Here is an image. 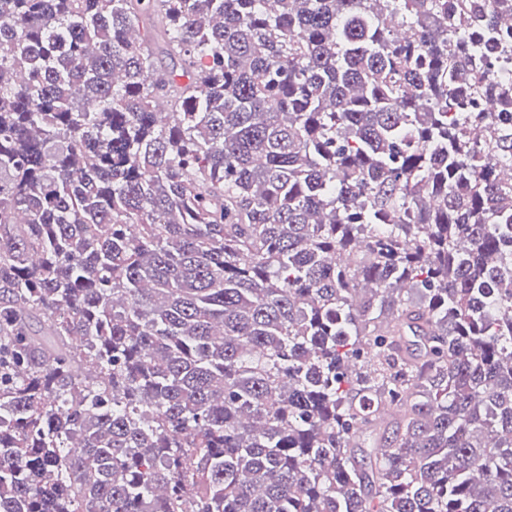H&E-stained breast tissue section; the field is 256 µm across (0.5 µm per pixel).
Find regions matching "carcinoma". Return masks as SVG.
I'll return each mask as SVG.
<instances>
[{
  "label": "carcinoma",
  "instance_id": "obj_1",
  "mask_svg": "<svg viewBox=\"0 0 512 512\" xmlns=\"http://www.w3.org/2000/svg\"><path fill=\"white\" fill-rule=\"evenodd\" d=\"M509 61L512 0H0V512H512Z\"/></svg>",
  "mask_w": 512,
  "mask_h": 512
}]
</instances>
